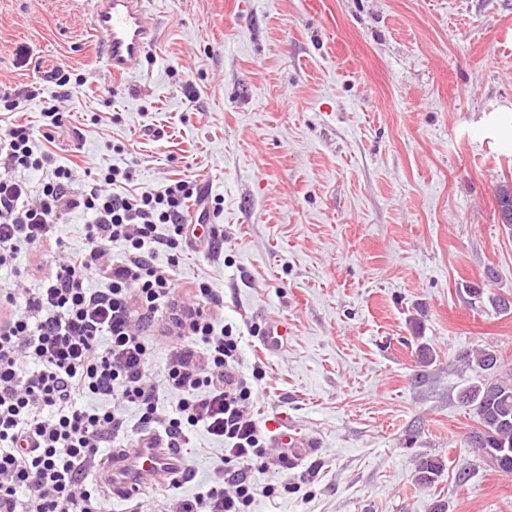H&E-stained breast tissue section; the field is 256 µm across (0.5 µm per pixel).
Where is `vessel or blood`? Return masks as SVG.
Returning <instances> with one entry per match:
<instances>
[{"label":"vessel or blood","mask_w":512,"mask_h":512,"mask_svg":"<svg viewBox=\"0 0 512 512\" xmlns=\"http://www.w3.org/2000/svg\"><path fill=\"white\" fill-rule=\"evenodd\" d=\"M91 21L101 40L107 70L124 75L136 69L155 46L158 28L146 9V0H92ZM277 444L296 466L313 449V444L288 431H279ZM115 474L127 497L143 492L150 481H165L177 468L168 454L158 448H135L122 454Z\"/></svg>","instance_id":"b4317fda"}]
</instances>
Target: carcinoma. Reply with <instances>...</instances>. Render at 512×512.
<instances>
[{"label": "carcinoma", "mask_w": 512, "mask_h": 512, "mask_svg": "<svg viewBox=\"0 0 512 512\" xmlns=\"http://www.w3.org/2000/svg\"><path fill=\"white\" fill-rule=\"evenodd\" d=\"M501 223L512 224V188L500 186L497 194ZM466 366L479 372L476 379L462 386L457 397L469 409L478 427L469 437L485 435L481 452L503 473H512V374L503 371L501 357L494 350H481L462 356ZM441 462L424 457L418 463L416 478L422 485H431L440 477Z\"/></svg>", "instance_id": "1"}]
</instances>
